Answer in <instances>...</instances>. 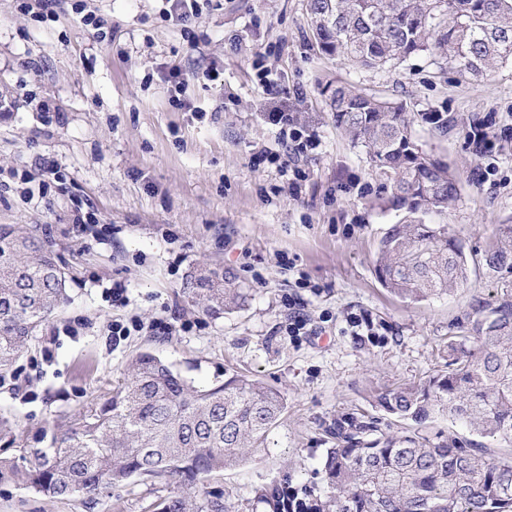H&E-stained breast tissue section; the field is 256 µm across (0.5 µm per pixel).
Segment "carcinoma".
<instances>
[{"label":"carcinoma","mask_w":512,"mask_h":512,"mask_svg":"<svg viewBox=\"0 0 512 512\" xmlns=\"http://www.w3.org/2000/svg\"><path fill=\"white\" fill-rule=\"evenodd\" d=\"M308 19L322 52L365 69L428 53L479 78L512 60V0H308ZM330 108L336 126L384 177L390 209L402 214L378 243L382 284L414 301L463 287L469 264L458 238L448 225L421 219L448 215L456 172L422 148L403 103L338 86ZM482 263L512 273V245L490 243ZM191 294L209 312L244 300L217 270L195 276ZM65 297L66 273L46 245L17 224H0V380ZM456 329L448 337V370L387 389L375 401L405 435H386L363 412L336 420V447L322 459L326 487L312 498L314 512H512V289ZM131 367L69 428L41 431L38 441L50 438L47 447L0 456V486L92 500L133 478L176 477L182 494L151 502L149 512H228L224 493L204 482L264 446L284 399L238 373L198 389L150 352ZM440 417L465 432L430 437L427 429ZM289 480L283 470L261 486L256 502L264 512H288Z\"/></svg>","instance_id":"obj_1"}]
</instances>
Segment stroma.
Instances as JSON below:
<instances>
[{
  "label": "stroma",
  "mask_w": 512,
  "mask_h": 512,
  "mask_svg": "<svg viewBox=\"0 0 512 512\" xmlns=\"http://www.w3.org/2000/svg\"><path fill=\"white\" fill-rule=\"evenodd\" d=\"M307 3L200 0L178 25L163 0H0V224L50 242L68 295L0 381L1 449L67 428L141 351L200 388L237 371L287 404L264 448L219 484L230 512H262L255 491L281 466L296 490L322 489L336 418L445 370L450 325L512 289V275L477 263L512 224V62L478 80L426 53L357 68L321 52ZM339 85L403 102L424 149L457 172L447 218H425L447 221L471 262L454 294L414 302L379 281L377 244L399 215L363 147L336 125ZM275 112L314 141L287 174L274 161L287 153ZM478 124L496 135L485 157L467 140ZM80 212L107 236L81 232ZM204 267L230 273L244 301L203 312L189 288ZM115 286L126 305L107 296ZM300 313L306 326L289 335ZM133 320L113 341V322ZM178 489L172 478L133 480L88 506L1 487L0 512H146Z\"/></svg>",
  "instance_id": "stroma-1"
}]
</instances>
